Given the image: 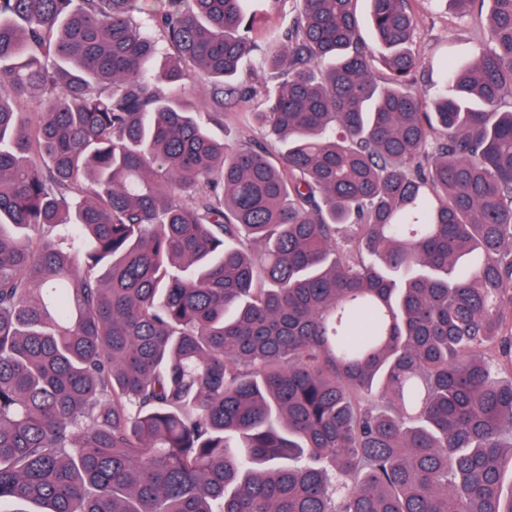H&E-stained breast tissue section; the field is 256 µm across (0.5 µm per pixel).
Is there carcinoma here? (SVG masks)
Listing matches in <instances>:
<instances>
[{
	"label": "carcinoma",
	"mask_w": 512,
	"mask_h": 512,
	"mask_svg": "<svg viewBox=\"0 0 512 512\" xmlns=\"http://www.w3.org/2000/svg\"><path fill=\"white\" fill-rule=\"evenodd\" d=\"M295 2L0 0V508L512 512V0ZM265 20L270 26H287L292 12L289 3H282L276 0H265L262 2V7ZM417 37L414 48L416 53L426 62L434 66V80L437 69L449 56L462 48L473 46L475 31L472 22L460 23L448 10L438 6L437 2L420 0L414 4ZM240 112H246L241 105L236 107H224V127L212 125L211 130L219 140H235L240 137L243 127V118Z\"/></svg>",
	"instance_id": "obj_1"
}]
</instances>
